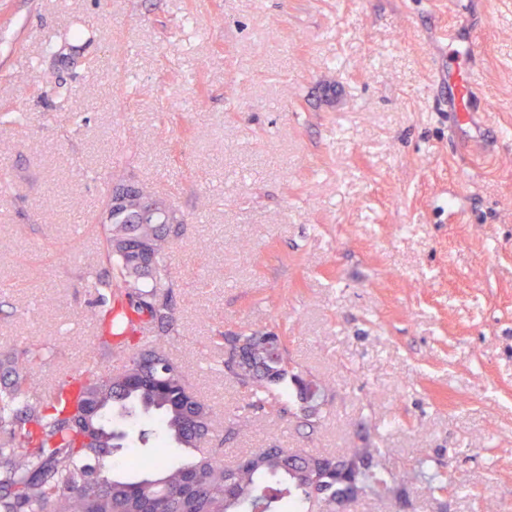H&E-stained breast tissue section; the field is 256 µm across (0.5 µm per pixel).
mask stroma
I'll use <instances>...</instances> for the list:
<instances>
[{"mask_svg":"<svg viewBox=\"0 0 512 512\" xmlns=\"http://www.w3.org/2000/svg\"><path fill=\"white\" fill-rule=\"evenodd\" d=\"M465 15L472 112L434 84ZM84 28L82 38L70 35ZM0 349L28 389L104 362L113 177L184 217L164 342L223 459L379 446L448 465L341 512H512V0H0ZM273 331L321 419L253 409L224 339Z\"/></svg>","mask_w":512,"mask_h":512,"instance_id":"stroma-1","label":"stroma"}]
</instances>
